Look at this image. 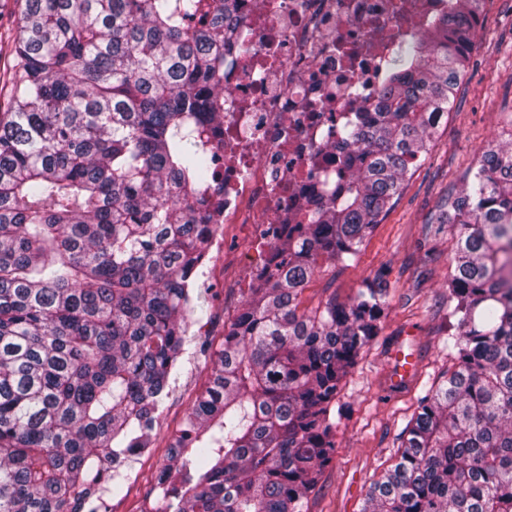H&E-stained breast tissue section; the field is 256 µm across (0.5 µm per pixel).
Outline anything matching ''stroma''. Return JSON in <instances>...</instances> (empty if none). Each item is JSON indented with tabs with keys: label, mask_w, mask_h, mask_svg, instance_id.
Listing matches in <instances>:
<instances>
[{
	"label": "stroma",
	"mask_w": 512,
	"mask_h": 512,
	"mask_svg": "<svg viewBox=\"0 0 512 512\" xmlns=\"http://www.w3.org/2000/svg\"><path fill=\"white\" fill-rule=\"evenodd\" d=\"M512 138V0H486L485 23L473 40L465 81L432 136L424 165L404 183L397 205L377 224L358 261L321 256L302 295L310 311L330 300L350 302L364 282L382 275L390 309L380 335L366 346L343 382L336 419V457L309 495L307 512H360L370 483L397 459L403 430L418 411L425 388L452 371L448 356V271L454 229L431 233L430 216L446 196L460 191L466 171L481 149ZM251 240L224 236V262L196 276L193 294L206 303L187 319L189 342L171 382L170 396L156 423L152 445L122 462L134 472L110 512H150L158 498L154 483L168 447L185 428L196 396L210 376V352L219 349L224 326L239 312L247 289L236 276L237 262L254 253ZM414 355L413 380L389 388L395 350Z\"/></svg>",
	"instance_id": "obj_1"
}]
</instances>
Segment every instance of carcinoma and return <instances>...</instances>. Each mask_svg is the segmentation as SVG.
Instances as JSON below:
<instances>
[{"instance_id": "carcinoma-1", "label": "carcinoma", "mask_w": 512, "mask_h": 512, "mask_svg": "<svg viewBox=\"0 0 512 512\" xmlns=\"http://www.w3.org/2000/svg\"><path fill=\"white\" fill-rule=\"evenodd\" d=\"M0 43V512H96L150 447L188 342L190 285L224 207L218 101L239 0H21ZM483 0L403 43L338 136L336 190L272 224L271 258L170 444L155 512H305L333 408L390 308L382 275L310 313L316 257L358 259L430 151ZM433 224L456 227L454 370L421 397L361 512H512V140L481 151Z\"/></svg>"}]
</instances>
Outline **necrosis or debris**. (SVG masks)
<instances>
[{
  "mask_svg": "<svg viewBox=\"0 0 512 512\" xmlns=\"http://www.w3.org/2000/svg\"><path fill=\"white\" fill-rule=\"evenodd\" d=\"M448 0H240L239 40L224 55V212L211 227L256 238L263 219L336 186L326 142L355 117L352 88L376 104L399 44L448 11Z\"/></svg>",
  "mask_w": 512,
  "mask_h": 512,
  "instance_id": "1",
  "label": "necrosis or debris"
}]
</instances>
